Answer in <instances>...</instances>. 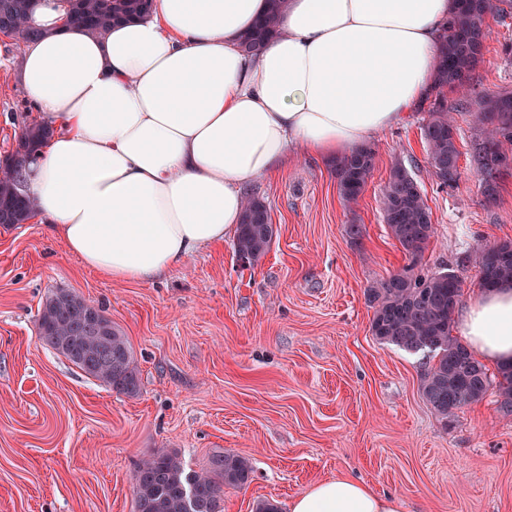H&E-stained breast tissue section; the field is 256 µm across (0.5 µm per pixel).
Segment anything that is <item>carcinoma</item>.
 <instances>
[{
    "label": "carcinoma",
    "mask_w": 512,
    "mask_h": 512,
    "mask_svg": "<svg viewBox=\"0 0 512 512\" xmlns=\"http://www.w3.org/2000/svg\"><path fill=\"white\" fill-rule=\"evenodd\" d=\"M152 0H68V23L102 35L112 23L147 14ZM285 0H269L264 18L247 34L243 51L258 50L277 33ZM512 14V0H456L441 36L434 87L427 98L429 118L423 125L428 165L443 186L458 177V127L450 115L445 92L462 95L470 90L481 62L491 17ZM31 17V0H0V31ZM480 133L469 142L468 156L487 196L498 191L501 174L512 170V93H486L476 99ZM48 136L41 124L25 126L13 152L5 157L0 175V224L30 219L32 202L18 191L17 175L28 156ZM375 151L367 146L333 164L342 198L353 203L362 193L374 166ZM382 220L412 261L427 250L435 234L431 212L419 184L402 165H396L382 191ZM274 235L265 204L247 199L243 221L234 241L240 260L257 261ZM475 263L484 289L512 283V241L484 245L475 251ZM372 335L405 351L432 358L421 379L427 404L443 419L481 399L493 386L499 392V410L512 414V364L498 367L492 379L485 365L456 337L452 323L461 296L460 280L451 271L427 275L409 266L370 286ZM94 307L77 294L57 289L46 296L38 318L39 339L86 375L118 394L133 396L141 380L126 337L102 311L98 327L88 314ZM249 460L234 453L215 455L205 471L187 470L181 454L160 448L143 460L133 475L136 512H224V488H241L251 481Z\"/></svg>",
    "instance_id": "cac0c4a2"
}]
</instances>
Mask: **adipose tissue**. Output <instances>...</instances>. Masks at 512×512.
Returning <instances> with one entry per match:
<instances>
[{
  "instance_id": "ef3b65f1",
  "label": "adipose tissue",
  "mask_w": 512,
  "mask_h": 512,
  "mask_svg": "<svg viewBox=\"0 0 512 512\" xmlns=\"http://www.w3.org/2000/svg\"><path fill=\"white\" fill-rule=\"evenodd\" d=\"M454 0H287L254 55L241 36L268 0H154L105 36L32 16L21 85L51 130L19 185L35 219L116 281L162 277L223 244L245 192L297 156L336 159L400 124L430 91ZM458 331L486 363H512V285L481 293ZM290 512H400L359 479L314 484Z\"/></svg>"
}]
</instances>
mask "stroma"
I'll list each match as a JSON object with an SVG mask.
<instances>
[{"label":"stroma","mask_w":512,"mask_h":512,"mask_svg":"<svg viewBox=\"0 0 512 512\" xmlns=\"http://www.w3.org/2000/svg\"><path fill=\"white\" fill-rule=\"evenodd\" d=\"M472 97L448 94L459 150L477 133L475 96L512 92V18L489 21ZM19 55L0 38V157L35 112ZM427 112L372 144L375 165L354 204L331 164L300 157L251 190L274 227L245 263L233 239L200 250L152 282H115L84 267L44 225H0V512H135L132 476L160 448L205 469L231 452L251 482L224 491V512H287L312 484L350 476L400 512H512V415L496 392L442 420L425 402L422 355L378 341L368 287L407 265L452 270L461 303L481 293L475 250L512 240V172L487 199L467 158L453 186L428 173ZM420 184L436 233L411 263L382 221L395 165ZM361 228L350 237L346 228ZM99 307L128 339L137 395L112 392L43 345L47 294Z\"/></svg>","instance_id":"stroma-1"}]
</instances>
